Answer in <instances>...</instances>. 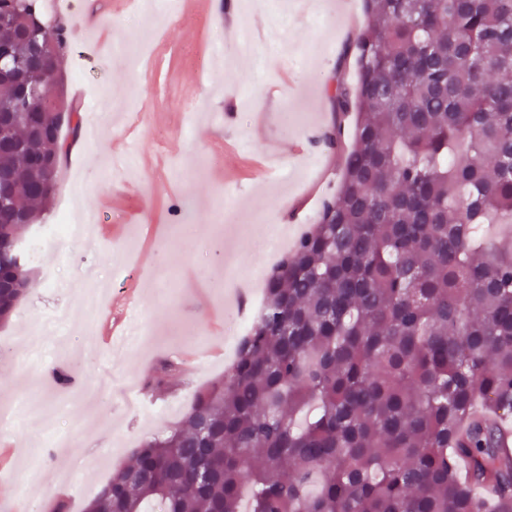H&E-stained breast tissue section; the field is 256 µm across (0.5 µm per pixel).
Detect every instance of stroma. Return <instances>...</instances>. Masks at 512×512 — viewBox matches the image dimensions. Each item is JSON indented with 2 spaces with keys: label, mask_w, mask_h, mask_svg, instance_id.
Masks as SVG:
<instances>
[{
  "label": "stroma",
  "mask_w": 512,
  "mask_h": 512,
  "mask_svg": "<svg viewBox=\"0 0 512 512\" xmlns=\"http://www.w3.org/2000/svg\"><path fill=\"white\" fill-rule=\"evenodd\" d=\"M164 2L146 14L126 0L102 17L114 51L92 53L82 35L62 57L69 101L98 125L63 160L49 212L112 233L48 241L29 264L27 294L0 323V405L40 399L0 421V449L12 454L0 467V512H83L132 448L177 426L192 394L228 371L226 296L241 279L263 292L273 264L262 231L247 236L243 225L264 218L296 241L340 183L352 121L337 113L332 91L355 80L362 0H253L256 42L244 56L211 0ZM218 45L232 66L215 55ZM313 124L340 126L338 143L297 153ZM218 211L227 260L211 246ZM220 273L222 287H211ZM91 274L113 285L94 324L71 309ZM128 289L137 302L127 306ZM120 315L138 334L95 346L98 322ZM198 336L210 355L196 356ZM173 355L180 375L149 387ZM64 365L82 383L111 377V392L63 403L48 375Z\"/></svg>",
  "instance_id": "obj_1"
}]
</instances>
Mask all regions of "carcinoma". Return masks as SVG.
<instances>
[{
	"instance_id": "cac0c4a2",
	"label": "carcinoma",
	"mask_w": 512,
	"mask_h": 512,
	"mask_svg": "<svg viewBox=\"0 0 512 512\" xmlns=\"http://www.w3.org/2000/svg\"><path fill=\"white\" fill-rule=\"evenodd\" d=\"M0 84L17 190L0 196V280L28 290L20 234L69 151L37 78L62 27L23 37ZM336 195L274 268L228 378L143 441L87 512H512V0H364ZM181 362L163 360L164 386Z\"/></svg>"
}]
</instances>
